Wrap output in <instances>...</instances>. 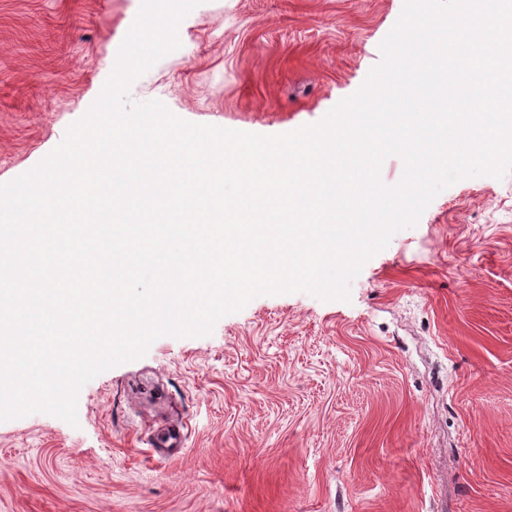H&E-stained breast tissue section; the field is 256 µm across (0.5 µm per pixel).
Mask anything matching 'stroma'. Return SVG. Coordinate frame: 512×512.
Wrapping results in <instances>:
<instances>
[{
  "label": "stroma",
  "instance_id": "obj_1",
  "mask_svg": "<svg viewBox=\"0 0 512 512\" xmlns=\"http://www.w3.org/2000/svg\"><path fill=\"white\" fill-rule=\"evenodd\" d=\"M141 0H0V184L99 97ZM404 0H203L131 85L197 124L319 122ZM178 448L153 447L165 431ZM0 512H512V171L462 179L347 302L251 300L0 426Z\"/></svg>",
  "mask_w": 512,
  "mask_h": 512
}]
</instances>
